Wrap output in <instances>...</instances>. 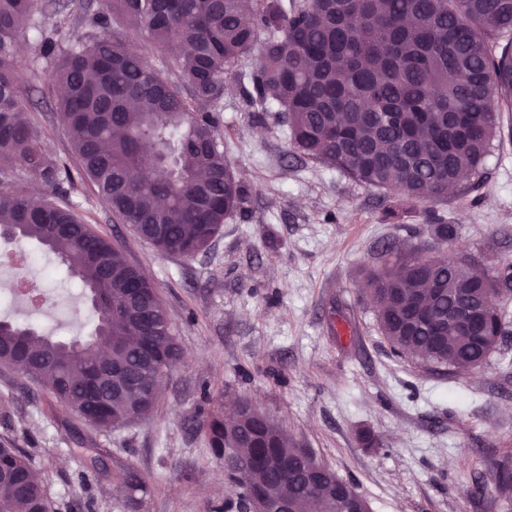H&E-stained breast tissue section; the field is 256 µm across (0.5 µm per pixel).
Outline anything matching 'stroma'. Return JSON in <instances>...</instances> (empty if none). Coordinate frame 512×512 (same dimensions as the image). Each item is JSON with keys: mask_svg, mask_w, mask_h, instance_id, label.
Masks as SVG:
<instances>
[{"mask_svg": "<svg viewBox=\"0 0 512 512\" xmlns=\"http://www.w3.org/2000/svg\"><path fill=\"white\" fill-rule=\"evenodd\" d=\"M36 40L32 30L20 39L24 88L45 148L63 156L66 136L51 121L58 90L38 77L47 63ZM256 64L251 55L226 74L218 105L224 154L252 196L205 253L161 254L90 188L69 196L82 220L123 245L167 308L183 357L155 409L96 430L0 370V446L25 453L53 512H212L229 490L202 422L246 398L353 482L371 512H512L495 485L512 460V339L469 372L432 373L392 353L361 286L384 245L418 244L435 220L457 225L452 251L476 257L481 270L512 262V136L486 157L477 189L397 202L388 213L371 188L299 156L274 116L258 119L245 100ZM18 275L44 283L47 307L29 317L42 334L92 333L95 313L58 254L25 244L18 266L0 269V290ZM89 455L99 470L87 467ZM131 470L144 490L127 489Z\"/></svg>", "mask_w": 512, "mask_h": 512, "instance_id": "stroma-1", "label": "stroma"}]
</instances>
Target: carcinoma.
I'll return each instance as SVG.
<instances>
[{"label": "carcinoma", "instance_id": "obj_1", "mask_svg": "<svg viewBox=\"0 0 512 512\" xmlns=\"http://www.w3.org/2000/svg\"><path fill=\"white\" fill-rule=\"evenodd\" d=\"M0 0V226L59 254L92 295L97 324L80 346L27 323L0 320V367L50 391L88 425L107 429L153 410L181 356L172 329L149 327L129 296L139 282L159 294L121 247L79 219L64 200L81 184L166 255L209 249L251 196L224 156L215 104L224 75L258 52L251 106H278L302 156L336 168L384 200H444L465 175H480L500 128L499 100L512 99V0ZM52 12L83 29L66 47L37 17ZM131 28L150 46L187 48L173 75L127 53ZM34 28L38 56L64 86L56 119L75 164L48 154L20 89L16 45ZM50 187L54 197L31 188ZM424 248L380 253L363 287L391 351L418 355L433 373L456 375L485 362L500 336L456 331L459 311L488 295L512 297V264L482 276L441 248L455 224H428ZM107 356L119 377L90 382ZM235 497L224 512H370L337 476L249 401L203 422ZM256 471L246 490L239 470ZM45 486L25 454L0 447V512H42Z\"/></svg>", "mask_w": 512, "mask_h": 512}]
</instances>
